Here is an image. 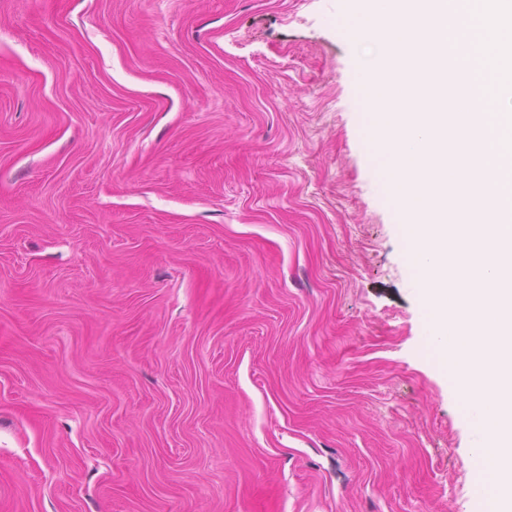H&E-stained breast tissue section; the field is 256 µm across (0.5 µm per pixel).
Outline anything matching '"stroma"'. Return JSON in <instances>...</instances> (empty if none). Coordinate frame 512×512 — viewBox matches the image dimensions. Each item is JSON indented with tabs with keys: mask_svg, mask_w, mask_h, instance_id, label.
Returning <instances> with one entry per match:
<instances>
[{
	"mask_svg": "<svg viewBox=\"0 0 512 512\" xmlns=\"http://www.w3.org/2000/svg\"><path fill=\"white\" fill-rule=\"evenodd\" d=\"M342 0H0V512H476Z\"/></svg>",
	"mask_w": 512,
	"mask_h": 512,
	"instance_id": "35a3bbf8",
	"label": "stroma"
}]
</instances>
